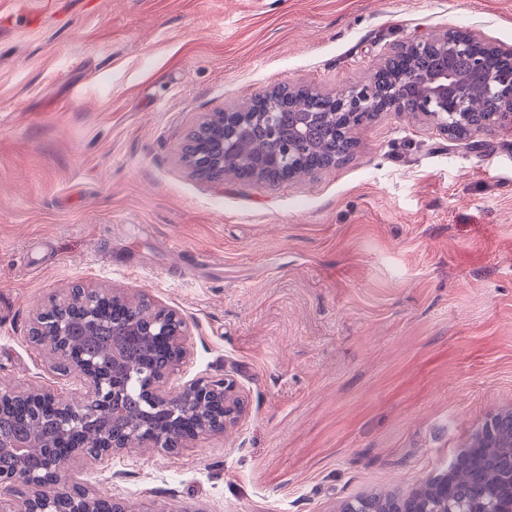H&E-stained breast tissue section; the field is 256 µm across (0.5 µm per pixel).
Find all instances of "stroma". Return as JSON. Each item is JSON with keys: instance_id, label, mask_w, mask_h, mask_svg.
<instances>
[{"instance_id": "obj_1", "label": "stroma", "mask_w": 512, "mask_h": 512, "mask_svg": "<svg viewBox=\"0 0 512 512\" xmlns=\"http://www.w3.org/2000/svg\"><path fill=\"white\" fill-rule=\"evenodd\" d=\"M445 31L512 47V0H0V387L75 399L31 328L80 286L177 309L178 381L243 403L224 435L65 478L155 512H338L512 409V123L473 150L386 112L279 185L181 162L205 113L336 94Z\"/></svg>"}]
</instances>
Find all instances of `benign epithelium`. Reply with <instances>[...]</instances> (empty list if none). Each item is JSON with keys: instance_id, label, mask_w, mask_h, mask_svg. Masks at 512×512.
I'll return each mask as SVG.
<instances>
[{"instance_id": "benign-epithelium-1", "label": "benign epithelium", "mask_w": 512, "mask_h": 512, "mask_svg": "<svg viewBox=\"0 0 512 512\" xmlns=\"http://www.w3.org/2000/svg\"><path fill=\"white\" fill-rule=\"evenodd\" d=\"M431 43L428 38L409 39L394 47L392 53L422 52ZM437 43L445 56L467 57V73L459 74L444 67L414 71L393 81L382 91L366 81L337 96H330L336 111L345 113L348 118L349 136H355L366 124L368 116L410 112L425 118L448 139L456 141L455 129L466 124L475 113L485 110V101L477 103L468 95V81L474 76L483 77L486 101L497 104L498 122L512 121V70H496L488 65L491 54H511L512 48L491 44L475 33L462 31L455 32L452 40L445 34ZM282 90L280 85L258 95L260 99H268L262 112H255L252 106L245 105L211 113L198 127V154L207 157L217 169L233 165L246 154L253 166L254 182L277 184L314 174L301 165V158L310 150L307 130L318 122L319 115L312 111L303 112L288 132H283L277 117L278 104L274 100ZM98 296L132 309L144 307V302L112 291L102 290ZM153 313L159 314V318L153 322L150 332L142 330L135 318L114 323L95 308L87 309L80 322L86 335L92 336L104 327L112 329V374L107 376L100 372L95 356L77 358L72 354L70 336L75 328L68 316L60 315L41 327L43 342L56 368L78 379L81 400L71 402L46 388L19 393L7 389L5 394L39 404L50 403L52 418L63 437L109 412L114 417L124 416L120 404L132 383L143 386L145 408L140 417L128 420L127 438L119 442L113 440L109 425L105 424L91 448H53L31 437L0 435V454L13 458L12 468L0 472V512H94L97 497L70 488L63 482L62 461H98L134 444L165 447L164 437L151 421L156 409L165 411L166 430L170 432L180 431L188 422H194L191 441L222 434L234 422L238 396L235 383L229 379L198 378L184 382L176 390L168 388L170 377L179 370L186 356V347L183 337L166 336L165 321H177L183 326L186 321L177 310L167 307H156ZM154 338L167 341L173 351L165 373L160 376L151 375L124 359L129 344H149ZM213 389L224 391V409L213 415L197 413L195 403ZM490 448L512 455V433L498 432L491 417L460 454L458 468L446 470L432 480L433 502L425 512H512V466L502 470L499 484L490 487L482 496L467 503L449 499L462 472L471 465L490 461Z\"/></svg>"}]
</instances>
